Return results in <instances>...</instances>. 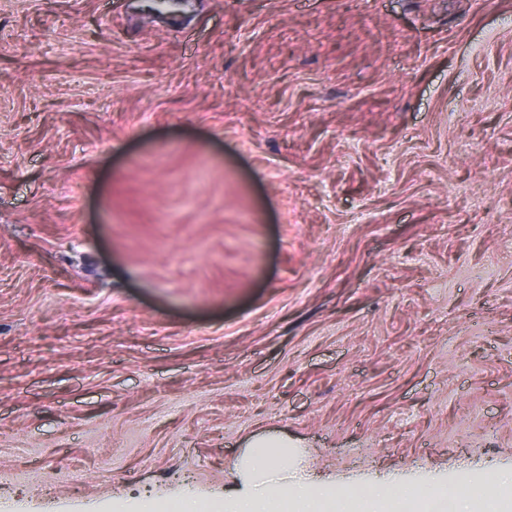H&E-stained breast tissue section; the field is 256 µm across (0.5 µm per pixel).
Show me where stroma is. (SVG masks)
Masks as SVG:
<instances>
[{
    "label": "stroma",
    "mask_w": 512,
    "mask_h": 512,
    "mask_svg": "<svg viewBox=\"0 0 512 512\" xmlns=\"http://www.w3.org/2000/svg\"><path fill=\"white\" fill-rule=\"evenodd\" d=\"M256 437L512 512V0H0V512Z\"/></svg>",
    "instance_id": "obj_1"
}]
</instances>
